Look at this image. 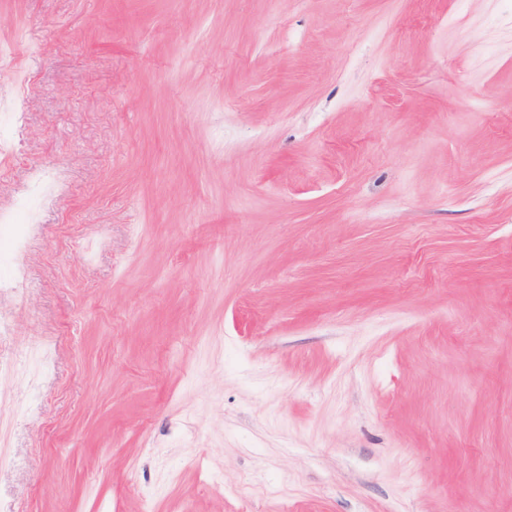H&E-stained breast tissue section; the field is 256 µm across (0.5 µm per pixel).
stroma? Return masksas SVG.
Listing matches in <instances>:
<instances>
[{
	"label": "stroma",
	"instance_id": "obj_1",
	"mask_svg": "<svg viewBox=\"0 0 512 512\" xmlns=\"http://www.w3.org/2000/svg\"><path fill=\"white\" fill-rule=\"evenodd\" d=\"M0 512H512V0H0ZM5 224L9 223H17V224H11L12 226L8 228L7 230H4V232L0 233V257L2 255L7 256L16 251L18 248L22 238L24 237V231L25 227L24 224H19L17 218H15L14 222L12 217H9L7 219L1 217V222Z\"/></svg>",
	"mask_w": 512,
	"mask_h": 512
}]
</instances>
